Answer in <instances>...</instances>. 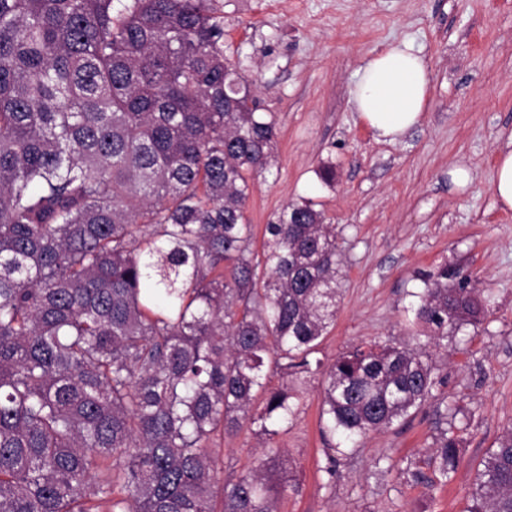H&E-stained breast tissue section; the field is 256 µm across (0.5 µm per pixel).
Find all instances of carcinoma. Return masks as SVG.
I'll list each match as a JSON object with an SVG mask.
<instances>
[{
    "mask_svg": "<svg viewBox=\"0 0 512 512\" xmlns=\"http://www.w3.org/2000/svg\"><path fill=\"white\" fill-rule=\"evenodd\" d=\"M276 138L212 0H0V512H279L282 452L226 479L214 448L296 415L266 370L324 376L330 477L435 397L429 348L489 300L445 263L411 292L426 343L312 359L343 260L307 200L253 248ZM460 443L424 462L442 484ZM467 512H512V428Z\"/></svg>",
    "mask_w": 512,
    "mask_h": 512,
    "instance_id": "carcinoma-1",
    "label": "carcinoma"
}]
</instances>
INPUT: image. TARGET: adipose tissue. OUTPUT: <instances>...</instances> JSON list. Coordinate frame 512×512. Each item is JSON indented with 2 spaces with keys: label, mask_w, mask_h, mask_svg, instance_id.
<instances>
[{
  "label": "adipose tissue",
  "mask_w": 512,
  "mask_h": 512,
  "mask_svg": "<svg viewBox=\"0 0 512 512\" xmlns=\"http://www.w3.org/2000/svg\"><path fill=\"white\" fill-rule=\"evenodd\" d=\"M430 85L427 62L409 42L401 41L358 68L350 101L377 140L395 142L421 124Z\"/></svg>",
  "instance_id": "obj_1"
}]
</instances>
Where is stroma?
<instances>
[{"label":"stroma","instance_id":"obj_1","mask_svg":"<svg viewBox=\"0 0 512 512\" xmlns=\"http://www.w3.org/2000/svg\"><path fill=\"white\" fill-rule=\"evenodd\" d=\"M224 54L240 65L263 111L278 119V162L255 181L256 233L291 202L312 201L336 225L343 265L326 363L370 340L414 346L407 319L418 272L463 267L492 308L470 341L432 350L435 399L367 435L326 480L319 432L322 378L275 373L301 411L274 441L294 484L281 512H465L477 474L512 428V209L496 201L497 150L512 133V0H215ZM406 40L432 73L422 125L377 142L350 91L359 66ZM336 176L326 183L323 167ZM469 418L446 486L413 485L407 465L431 454L448 409ZM250 427L225 438L224 473L254 467Z\"/></svg>","mask_w":512,"mask_h":512}]
</instances>
